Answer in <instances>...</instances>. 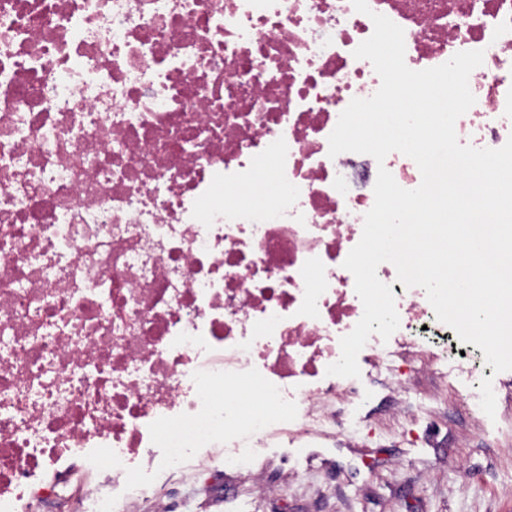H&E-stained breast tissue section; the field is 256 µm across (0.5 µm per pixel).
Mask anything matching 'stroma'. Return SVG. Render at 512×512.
I'll use <instances>...</instances> for the list:
<instances>
[{"label": "stroma", "mask_w": 512, "mask_h": 512, "mask_svg": "<svg viewBox=\"0 0 512 512\" xmlns=\"http://www.w3.org/2000/svg\"><path fill=\"white\" fill-rule=\"evenodd\" d=\"M434 388L417 381L405 410L375 409L359 448H267L254 462L224 475L223 449L191 461L186 469L157 480V496L170 512H512V450L479 439L497 430L494 418H479L449 402L447 415L429 418L420 405ZM416 439L407 447L400 429ZM372 459L371 470L352 460ZM285 485L284 497H256L253 470Z\"/></svg>", "instance_id": "obj_1"}]
</instances>
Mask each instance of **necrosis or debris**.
Wrapping results in <instances>:
<instances>
[{
    "label": "necrosis or debris",
    "mask_w": 512,
    "mask_h": 512,
    "mask_svg": "<svg viewBox=\"0 0 512 512\" xmlns=\"http://www.w3.org/2000/svg\"><path fill=\"white\" fill-rule=\"evenodd\" d=\"M0 0V512H138L213 448L231 474L271 441L354 443L361 381L327 375L363 315L343 263L379 166L330 156L355 98L380 86L354 50L371 13L404 31L405 63L484 53L460 144L512 138V0ZM400 318L363 363L392 378L456 372L500 399L471 347L453 360L423 289L388 262ZM76 468L36 482L63 455ZM112 476V493L93 478Z\"/></svg>",
    "instance_id": "1"
}]
</instances>
